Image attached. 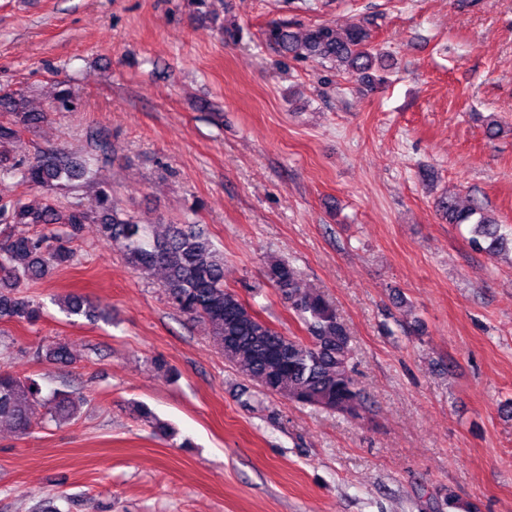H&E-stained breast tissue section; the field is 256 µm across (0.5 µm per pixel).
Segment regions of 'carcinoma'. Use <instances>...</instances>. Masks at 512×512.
I'll use <instances>...</instances> for the list:
<instances>
[{"label":"carcinoma","mask_w":512,"mask_h":512,"mask_svg":"<svg viewBox=\"0 0 512 512\" xmlns=\"http://www.w3.org/2000/svg\"><path fill=\"white\" fill-rule=\"evenodd\" d=\"M264 38L285 59L328 62L368 85L374 82L376 53L369 30L360 23H350L341 32L329 24L293 32L272 23ZM0 112L14 115L13 122L0 123V145L17 140L22 131L46 119L45 112L28 110L23 99L7 93L0 94ZM88 173L85 163L58 150L18 160L0 155V178L11 177L20 185L50 187L55 181H75ZM441 208L448 223L474 225V247L492 253L501 243L499 224L477 208L460 207L453 200ZM14 224H65L74 230L82 224L100 225L104 239L120 248L133 271L161 272L168 301L188 320L203 324L227 361L262 392L352 419H362L368 411L367 396L354 375L345 323L329 300L304 286L290 263L269 256L262 275L304 325L305 338L278 331L224 287V253L197 224H167L162 230L156 224H141L118 208L108 183L98 187L89 203H74L65 211L51 202L34 206L19 196L0 203L1 321H37L40 306L21 294L20 284L44 278L73 257L68 234L17 237L11 232ZM61 305L67 314L89 322L102 318L81 295H68ZM41 399L42 388L35 379L0 368V419L8 420L19 437L30 433L31 407ZM84 403V396L75 391H59L46 400L48 415L56 423L75 419ZM135 412L160 435L173 434L148 406L138 404Z\"/></svg>","instance_id":"cac0c4a2"}]
</instances>
